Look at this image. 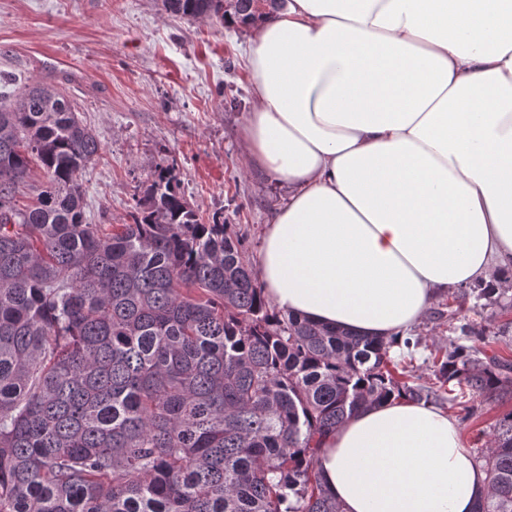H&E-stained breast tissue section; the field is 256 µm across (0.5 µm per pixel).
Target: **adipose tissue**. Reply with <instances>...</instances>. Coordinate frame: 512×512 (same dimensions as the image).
I'll use <instances>...</instances> for the list:
<instances>
[{"mask_svg":"<svg viewBox=\"0 0 512 512\" xmlns=\"http://www.w3.org/2000/svg\"><path fill=\"white\" fill-rule=\"evenodd\" d=\"M241 143L286 183L255 275L285 313L390 340L435 296L512 286V0H288L252 31ZM340 512H478L448 413L408 399L324 442Z\"/></svg>","mask_w":512,"mask_h":512,"instance_id":"adipose-tissue-1","label":"adipose tissue"}]
</instances>
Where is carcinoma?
I'll return each instance as SVG.
<instances>
[{"label":"carcinoma","instance_id":"obj_1","mask_svg":"<svg viewBox=\"0 0 512 512\" xmlns=\"http://www.w3.org/2000/svg\"><path fill=\"white\" fill-rule=\"evenodd\" d=\"M253 0H162L175 17L260 18ZM101 145L67 96L33 83L0 107V512H339L322 441L392 397L512 394V362L457 326L435 381L395 345L272 307L242 237L158 168L132 223L87 222ZM46 177L20 208L32 165ZM479 512H512V412L481 456Z\"/></svg>","mask_w":512,"mask_h":512}]
</instances>
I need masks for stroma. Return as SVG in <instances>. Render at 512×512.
Wrapping results in <instances>:
<instances>
[{
	"label": "stroma",
	"mask_w": 512,
	"mask_h": 512,
	"mask_svg": "<svg viewBox=\"0 0 512 512\" xmlns=\"http://www.w3.org/2000/svg\"><path fill=\"white\" fill-rule=\"evenodd\" d=\"M249 27L166 14L161 0H0V104L36 79L59 87L96 134L100 157L83 188L89 223H130L132 198L156 165L175 169L203 218L221 214L257 258L265 224L288 198L286 184L254 169L241 128L249 107ZM486 334V355L512 360V288L467 310ZM417 374L428 378L432 350L448 346L446 323L424 313ZM459 429L472 457L488 446L512 396L471 398Z\"/></svg>",
	"instance_id": "1"
}]
</instances>
